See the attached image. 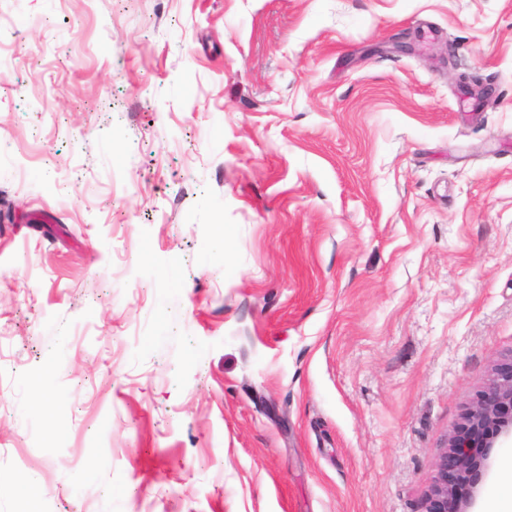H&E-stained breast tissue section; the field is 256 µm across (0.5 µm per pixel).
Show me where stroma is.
Masks as SVG:
<instances>
[{
    "instance_id": "1",
    "label": "stroma",
    "mask_w": 512,
    "mask_h": 512,
    "mask_svg": "<svg viewBox=\"0 0 512 512\" xmlns=\"http://www.w3.org/2000/svg\"><path fill=\"white\" fill-rule=\"evenodd\" d=\"M0 52V512H422L512 355V0H0Z\"/></svg>"
}]
</instances>
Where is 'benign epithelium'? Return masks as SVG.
Here are the masks:
<instances>
[{
    "label": "benign epithelium",
    "instance_id": "1",
    "mask_svg": "<svg viewBox=\"0 0 512 512\" xmlns=\"http://www.w3.org/2000/svg\"><path fill=\"white\" fill-rule=\"evenodd\" d=\"M512 438V356L498 361L443 451L423 512H470L491 466L493 448Z\"/></svg>",
    "mask_w": 512,
    "mask_h": 512
}]
</instances>
